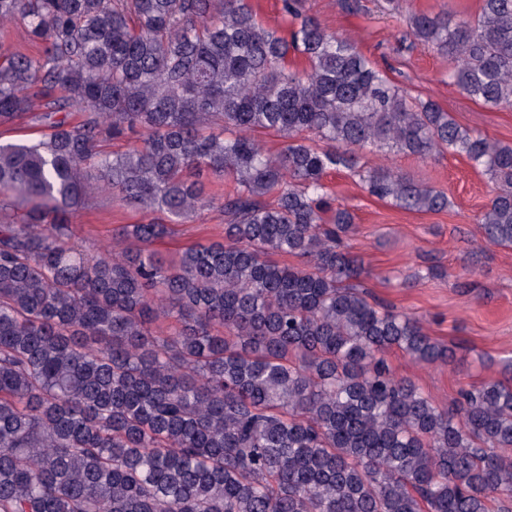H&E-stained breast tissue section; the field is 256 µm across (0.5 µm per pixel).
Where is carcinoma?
Returning a JSON list of instances; mask_svg holds the SVG:
<instances>
[{
  "label": "carcinoma",
  "mask_w": 512,
  "mask_h": 512,
  "mask_svg": "<svg viewBox=\"0 0 512 512\" xmlns=\"http://www.w3.org/2000/svg\"><path fill=\"white\" fill-rule=\"evenodd\" d=\"M281 10L271 28L251 0H0L43 44L0 63V126L53 119L0 143V512H512V357L450 406L396 375L393 348L456 350L355 284L353 216L324 181L440 212L360 152L462 154L495 185L478 233L507 247L512 145L411 96L304 0ZM407 27L463 94L512 108V0ZM108 191L169 223L87 250L73 213ZM214 204L224 242L159 250ZM51 132L49 123L34 124L27 120H21L13 125L0 127V140L2 143L23 139H40Z\"/></svg>",
  "instance_id": "obj_1"
}]
</instances>
